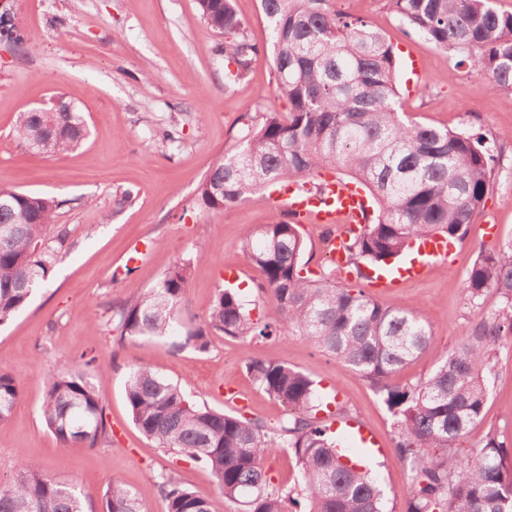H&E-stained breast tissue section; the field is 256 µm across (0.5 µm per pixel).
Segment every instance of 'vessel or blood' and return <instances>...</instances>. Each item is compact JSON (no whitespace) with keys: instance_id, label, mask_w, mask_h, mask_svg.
<instances>
[{"instance_id":"obj_1","label":"vessel or blood","mask_w":512,"mask_h":512,"mask_svg":"<svg viewBox=\"0 0 512 512\" xmlns=\"http://www.w3.org/2000/svg\"><path fill=\"white\" fill-rule=\"evenodd\" d=\"M273 198L281 202L290 216L305 218L314 224L329 226L342 222L348 230L355 231L370 218L371 207L364 192L353 183L335 178H326L321 192L315 194L292 184L275 191ZM449 253L447 240L440 237L425 240L420 247L419 260L399 268L396 273L379 276L372 281L371 288L381 294L398 288L402 282L421 278L436 259Z\"/></svg>"}]
</instances>
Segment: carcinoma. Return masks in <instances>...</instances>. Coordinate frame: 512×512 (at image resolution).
Masks as SVG:
<instances>
[{
    "instance_id": "1",
    "label": "carcinoma",
    "mask_w": 512,
    "mask_h": 512,
    "mask_svg": "<svg viewBox=\"0 0 512 512\" xmlns=\"http://www.w3.org/2000/svg\"><path fill=\"white\" fill-rule=\"evenodd\" d=\"M204 23L224 38L225 80L245 79L260 55L233 0H196ZM413 32L470 61L487 76L484 90L512 91V13L492 0H385ZM270 25L272 61L287 118L276 112L251 116L234 148L215 160L197 190L199 205L222 211L274 184L313 183L327 170L365 187L374 203L371 222L347 243L356 278L398 261L432 235L465 237L483 207L494 147L469 131L438 128L399 111L393 47L360 19L333 11L329 0H261ZM89 134L81 112L18 113V145L42 146L56 156L75 151ZM0 225L16 227L0 241V325L30 301L53 270L68 231L47 242L56 210L67 204L40 194L0 189ZM242 248L271 293L280 320L251 314L230 288L217 290L199 325L174 334L173 311L183 298L193 262L203 247L182 259L137 299L112 308L120 339L175 336L172 346L206 353L211 338H268L281 332L328 353L368 380L397 429L395 449L409 466L403 512H512V480L506 479L505 442L491 429L483 447L464 453L459 442L484 418L495 345L512 336V238L482 252L470 270L473 301L494 299L491 314L426 378L393 382L396 373L430 344L423 314L390 309L363 290L314 279L303 262L306 243L299 222L276 215L249 230ZM253 382L286 407L268 427L258 419L211 409L150 367L128 371L125 399L142 436L215 476L224 499L240 512H390L385 490L370 466L345 446V434L319 417L329 403L308 374L271 358L245 363ZM16 379L0 371V423L19 399ZM44 418L59 445L94 448L109 437L98 388L79 367L49 377ZM289 448L300 467L298 486L270 487L265 459L271 448ZM168 512H212V504L179 479L157 476ZM0 512H85L81 490L27 466L0 484ZM102 512H150L118 477L103 494Z\"/></svg>"
}]
</instances>
